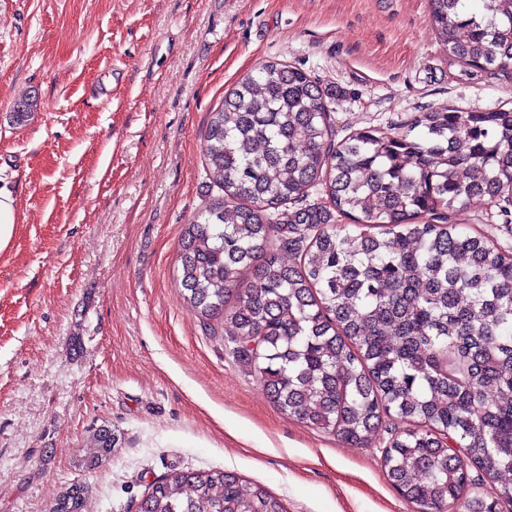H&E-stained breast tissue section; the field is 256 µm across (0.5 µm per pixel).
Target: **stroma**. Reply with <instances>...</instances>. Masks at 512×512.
Returning <instances> with one entry per match:
<instances>
[{"label": "stroma", "mask_w": 512, "mask_h": 512, "mask_svg": "<svg viewBox=\"0 0 512 512\" xmlns=\"http://www.w3.org/2000/svg\"><path fill=\"white\" fill-rule=\"evenodd\" d=\"M429 0H0V512H136L173 470L219 468L287 512H417L370 447L282 414L222 322L178 297L179 237L219 190L210 114L261 64L335 92L337 139L418 113L512 104V68L470 80L428 25ZM29 100L26 122L13 112ZM452 223L512 252V205ZM120 444L75 461L100 427ZM16 224L15 200L12 193L0 186V251L9 243Z\"/></svg>", "instance_id": "1"}]
</instances>
